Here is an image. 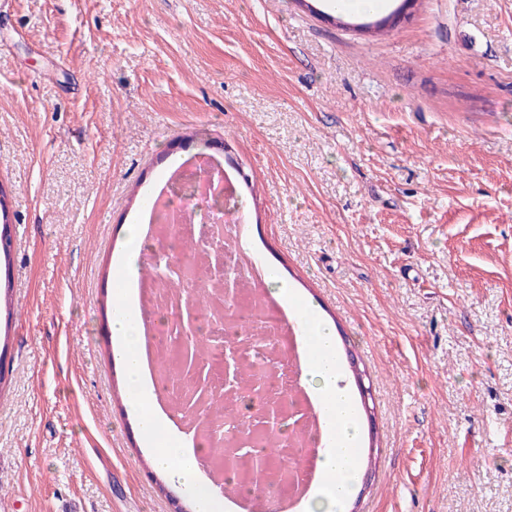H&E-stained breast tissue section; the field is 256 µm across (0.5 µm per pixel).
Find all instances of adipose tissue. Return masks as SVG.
Wrapping results in <instances>:
<instances>
[{
	"mask_svg": "<svg viewBox=\"0 0 512 512\" xmlns=\"http://www.w3.org/2000/svg\"><path fill=\"white\" fill-rule=\"evenodd\" d=\"M150 206L126 227V243L118 253L119 274L113 282V354L126 374V393L143 443L153 448V463L171 481H190L197 512H233L235 505L199 470V449L164 412L148 368L140 305L141 249L149 229ZM271 296L296 323L301 359L300 384L308 393L322 426L315 469L301 512H346L359 475L355 460L361 428L353 393L343 382L336 328L312 302L300 301L273 268L263 270Z\"/></svg>",
	"mask_w": 512,
	"mask_h": 512,
	"instance_id": "1",
	"label": "adipose tissue"
}]
</instances>
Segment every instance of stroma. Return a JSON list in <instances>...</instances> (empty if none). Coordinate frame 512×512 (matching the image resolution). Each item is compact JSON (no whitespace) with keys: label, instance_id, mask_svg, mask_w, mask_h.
<instances>
[{"label":"stroma","instance_id":"35a3bbf8","mask_svg":"<svg viewBox=\"0 0 512 512\" xmlns=\"http://www.w3.org/2000/svg\"><path fill=\"white\" fill-rule=\"evenodd\" d=\"M247 174L259 261L369 379L357 512H512V0H0V512H194L112 374V256L162 176ZM329 6L338 12L355 14L381 12L388 7L389 0H328Z\"/></svg>","mask_w":512,"mask_h":512}]
</instances>
